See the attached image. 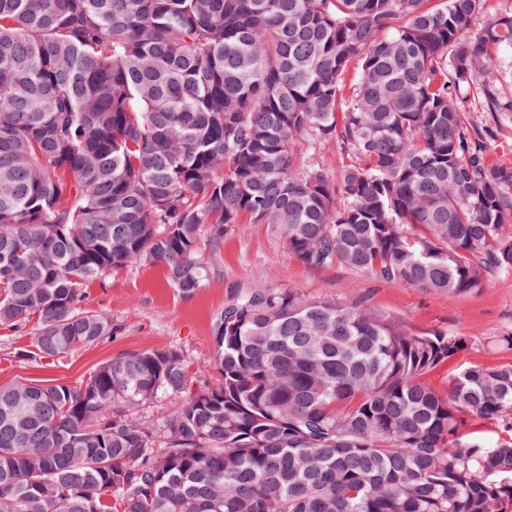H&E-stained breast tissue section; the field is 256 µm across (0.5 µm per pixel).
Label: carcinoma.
<instances>
[{
    "instance_id": "obj_1",
    "label": "carcinoma",
    "mask_w": 512,
    "mask_h": 512,
    "mask_svg": "<svg viewBox=\"0 0 512 512\" xmlns=\"http://www.w3.org/2000/svg\"><path fill=\"white\" fill-rule=\"evenodd\" d=\"M483 2L0 0V329L94 345L118 326L89 283L163 264L190 297L233 224L397 287L512 273V165L468 117L512 112L485 77L512 12L472 35ZM212 332L217 383L160 421L173 348L0 386V512H512V363L442 394L467 337L266 285Z\"/></svg>"
}]
</instances>
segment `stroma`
<instances>
[{"instance_id":"stroma-1","label":"stroma","mask_w":512,"mask_h":512,"mask_svg":"<svg viewBox=\"0 0 512 512\" xmlns=\"http://www.w3.org/2000/svg\"><path fill=\"white\" fill-rule=\"evenodd\" d=\"M472 125L492 130V158L512 164V114L474 111ZM257 284L290 288L300 294L338 303H358L390 315L408 330H442L471 340L448 364L425 381L446 391L448 380L470 365L512 362V350L498 347L499 337L512 334V274L490 276L478 292L451 298L422 288H400L371 274L341 266L312 269L299 264L282 241L264 225L237 224L224 237V252L213 275L191 297L171 285L164 266L113 270L85 290L83 305L111 314L118 326L114 336L77 349L57 360L26 356L31 337L0 329V385L19 378L79 383L99 364L123 353L172 347L184 357L188 371L186 395L212 384V320L224 305Z\"/></svg>"}]
</instances>
